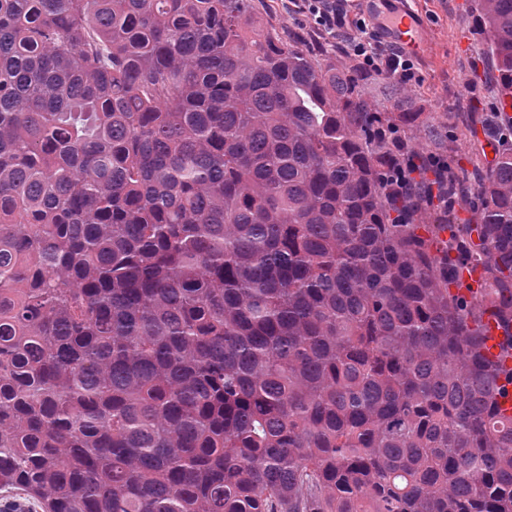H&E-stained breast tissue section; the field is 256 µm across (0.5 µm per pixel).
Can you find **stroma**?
<instances>
[{
    "label": "stroma",
    "instance_id": "obj_1",
    "mask_svg": "<svg viewBox=\"0 0 512 512\" xmlns=\"http://www.w3.org/2000/svg\"><path fill=\"white\" fill-rule=\"evenodd\" d=\"M280 38L298 33L312 53L327 47L326 36L301 17L288 15L283 0H254ZM428 20V42L415 57L418 79L402 85L406 104L441 130L439 148L469 174L466 191L455 205L457 223L467 224L480 205L482 168L505 148H512V129L498 107L500 92L492 60L478 34L476 0H414Z\"/></svg>",
    "mask_w": 512,
    "mask_h": 512
}]
</instances>
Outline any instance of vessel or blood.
Instances as JSON below:
<instances>
[{"label":"vessel or blood","instance_id":"b4317fda","mask_svg":"<svg viewBox=\"0 0 512 512\" xmlns=\"http://www.w3.org/2000/svg\"><path fill=\"white\" fill-rule=\"evenodd\" d=\"M409 0H364V10L380 37L407 52L418 53L425 47L426 24L411 10Z\"/></svg>","mask_w":512,"mask_h":512}]
</instances>
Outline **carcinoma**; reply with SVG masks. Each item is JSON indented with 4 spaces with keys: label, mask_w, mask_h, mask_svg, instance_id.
I'll return each instance as SVG.
<instances>
[{
    "label": "carcinoma",
    "mask_w": 512,
    "mask_h": 512,
    "mask_svg": "<svg viewBox=\"0 0 512 512\" xmlns=\"http://www.w3.org/2000/svg\"><path fill=\"white\" fill-rule=\"evenodd\" d=\"M512 92V0H478ZM251 0H0V491L29 512H512V149L403 150ZM439 210L414 223L421 204ZM468 273L471 283L463 282Z\"/></svg>",
    "instance_id": "1"
}]
</instances>
